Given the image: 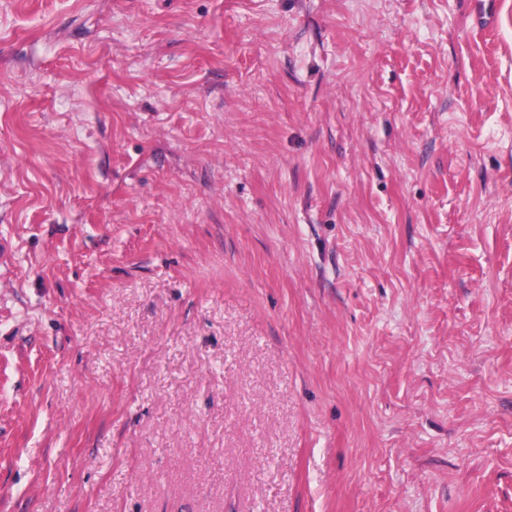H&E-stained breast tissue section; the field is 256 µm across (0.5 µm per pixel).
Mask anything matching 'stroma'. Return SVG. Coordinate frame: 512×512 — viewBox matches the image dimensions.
I'll list each match as a JSON object with an SVG mask.
<instances>
[{
	"label": "stroma",
	"instance_id": "stroma-1",
	"mask_svg": "<svg viewBox=\"0 0 512 512\" xmlns=\"http://www.w3.org/2000/svg\"><path fill=\"white\" fill-rule=\"evenodd\" d=\"M0 0V512H512V0Z\"/></svg>",
	"mask_w": 512,
	"mask_h": 512
}]
</instances>
